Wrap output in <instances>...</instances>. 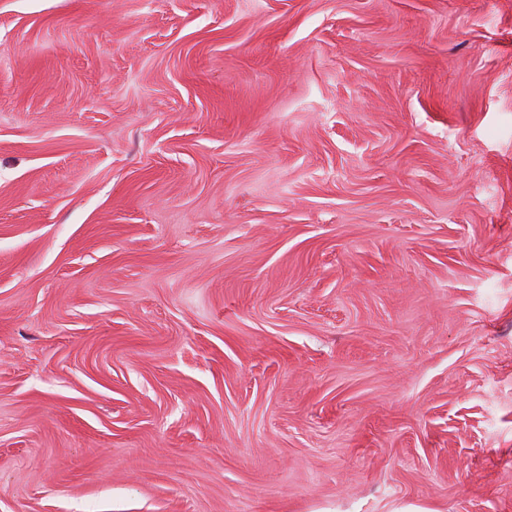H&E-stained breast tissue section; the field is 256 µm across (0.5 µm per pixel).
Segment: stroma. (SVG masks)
<instances>
[{
    "label": "stroma",
    "instance_id": "obj_1",
    "mask_svg": "<svg viewBox=\"0 0 512 512\" xmlns=\"http://www.w3.org/2000/svg\"><path fill=\"white\" fill-rule=\"evenodd\" d=\"M0 512H512V0H0Z\"/></svg>",
    "mask_w": 512,
    "mask_h": 512
}]
</instances>
